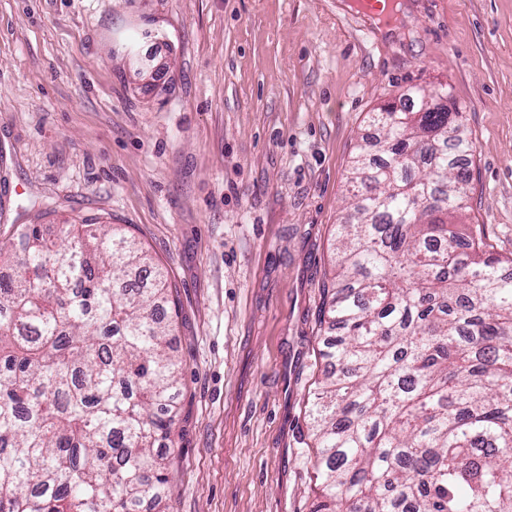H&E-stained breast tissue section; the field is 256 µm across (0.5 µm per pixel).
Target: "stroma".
<instances>
[{"label": "stroma", "instance_id": "35a3bbf8", "mask_svg": "<svg viewBox=\"0 0 512 512\" xmlns=\"http://www.w3.org/2000/svg\"><path fill=\"white\" fill-rule=\"evenodd\" d=\"M449 87L466 223L512 259V0H0V276L24 224L121 225L183 364L167 512H310L308 402L370 113Z\"/></svg>", "mask_w": 512, "mask_h": 512}]
</instances>
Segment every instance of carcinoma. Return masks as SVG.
<instances>
[{
    "instance_id": "cac0c4a2",
    "label": "carcinoma",
    "mask_w": 512,
    "mask_h": 512,
    "mask_svg": "<svg viewBox=\"0 0 512 512\" xmlns=\"http://www.w3.org/2000/svg\"><path fill=\"white\" fill-rule=\"evenodd\" d=\"M323 317L344 330L309 403L313 512H512V273L457 248L473 141L448 88L370 116ZM19 233L0 281V512H165L180 363L167 278L94 218Z\"/></svg>"
}]
</instances>
